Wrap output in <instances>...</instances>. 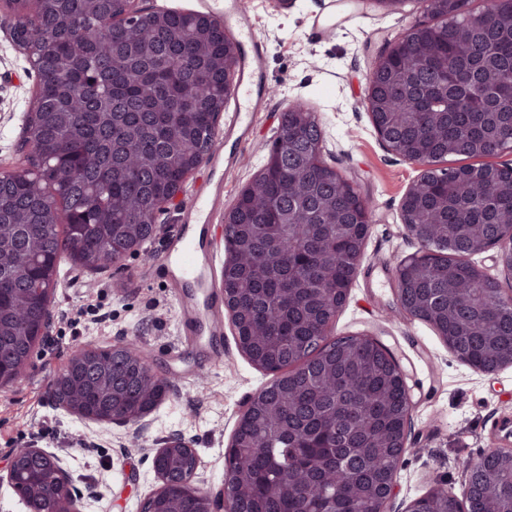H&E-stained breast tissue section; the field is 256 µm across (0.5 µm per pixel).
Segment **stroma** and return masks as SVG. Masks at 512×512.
Wrapping results in <instances>:
<instances>
[{
	"label": "stroma",
	"instance_id": "1",
	"mask_svg": "<svg viewBox=\"0 0 512 512\" xmlns=\"http://www.w3.org/2000/svg\"><path fill=\"white\" fill-rule=\"evenodd\" d=\"M326 0H242L253 32L266 43L262 68L277 88L255 112L239 145L216 132L215 146L187 180L177 208L158 215L148 253L135 252L105 270L61 255L52 324L20 379L0 388V512H26L1 476L19 448L38 445L64 457L74 480L92 484L80 512H141L160 486L153 458L159 440L180 433L200 461L196 484L224 485V450L241 411L272 380L239 350L226 310L211 309L181 279L169 251L181 225L202 226V251L212 286L222 284L224 215L265 163L294 104L311 108L326 141V161L350 176L374 204L364 256L331 337L367 334L393 350L413 404L406 450L385 512H407L411 501L440 485L462 496L466 466L490 450H512V365L475 371L452 354L433 328L408 316L392 288L396 263L420 245L400 221L401 199L419 172L390 154L362 103L366 75L386 42L427 22L423 0L386 11L364 0H336V18L313 30ZM13 17L0 16V169L25 165L22 116L37 76L11 35ZM193 312L202 325L221 320V347L208 333L185 340L181 323ZM137 341L152 370L173 388L142 425H85L56 408L49 386L69 359L88 348Z\"/></svg>",
	"mask_w": 512,
	"mask_h": 512
}]
</instances>
